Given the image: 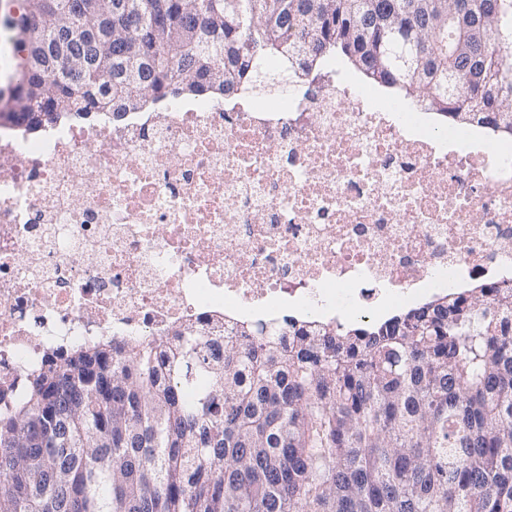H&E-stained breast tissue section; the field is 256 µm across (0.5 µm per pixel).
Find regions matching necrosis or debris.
Listing matches in <instances>:
<instances>
[{"instance_id":"4bbe7bcc","label":"necrosis or debris","mask_w":512,"mask_h":512,"mask_svg":"<svg viewBox=\"0 0 512 512\" xmlns=\"http://www.w3.org/2000/svg\"><path fill=\"white\" fill-rule=\"evenodd\" d=\"M326 69L272 101L0 123V382L48 349L188 319L370 322L512 284V143Z\"/></svg>"}]
</instances>
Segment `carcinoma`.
<instances>
[{
	"mask_svg": "<svg viewBox=\"0 0 512 512\" xmlns=\"http://www.w3.org/2000/svg\"><path fill=\"white\" fill-rule=\"evenodd\" d=\"M9 120L25 134L92 109L259 96L336 59L443 121L512 139V0H145L175 3L142 53L115 0H20ZM404 23V67L384 35ZM102 36L81 41V29ZM482 35L470 63L444 52ZM223 342L104 338L52 349L0 383V512H512V287L480 283L380 324L256 319Z\"/></svg>",
	"mask_w": 512,
	"mask_h": 512,
	"instance_id": "obj_1",
	"label": "carcinoma"
}]
</instances>
